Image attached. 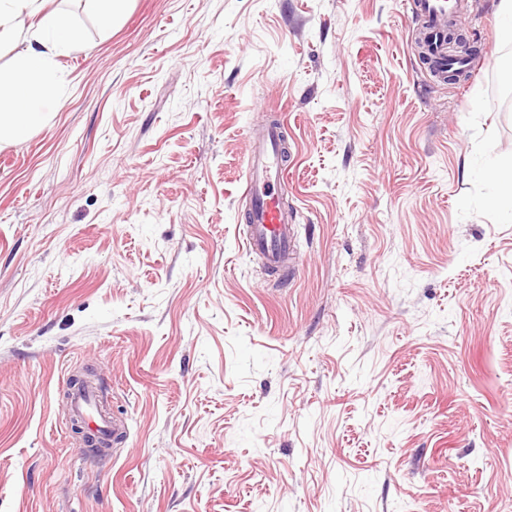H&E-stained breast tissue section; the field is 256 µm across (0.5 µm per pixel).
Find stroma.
<instances>
[{"label": "stroma", "mask_w": 512, "mask_h": 512, "mask_svg": "<svg viewBox=\"0 0 512 512\" xmlns=\"http://www.w3.org/2000/svg\"><path fill=\"white\" fill-rule=\"evenodd\" d=\"M0 143V512H507L512 41L458 18L434 79L408 0H128ZM287 125L297 259L241 246L249 136ZM112 384L116 453L62 382ZM490 182L497 187L491 196L493 204L498 208H512V172L502 169H491L488 173Z\"/></svg>", "instance_id": "obj_1"}]
</instances>
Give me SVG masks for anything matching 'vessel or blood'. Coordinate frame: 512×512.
<instances>
[{
  "label": "vessel or blood",
  "mask_w": 512,
  "mask_h": 512,
  "mask_svg": "<svg viewBox=\"0 0 512 512\" xmlns=\"http://www.w3.org/2000/svg\"><path fill=\"white\" fill-rule=\"evenodd\" d=\"M411 7L422 20V36L431 48L433 77L445 81L452 70L473 76L474 68L469 62L448 58L449 0H412ZM284 136V120L280 115H272L252 131L246 162L244 193L251 200V208L243 226V246L246 252L260 255L270 270L285 267L295 259V226L279 196L288 169L282 145ZM67 397L71 417L86 421L96 437L116 441L125 438V424L101 406L98 382L69 387Z\"/></svg>",
  "instance_id": "b4317fda"
}]
</instances>
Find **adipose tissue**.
I'll list each match as a JSON object with an SVG mask.
<instances>
[{"label": "adipose tissue", "instance_id": "1", "mask_svg": "<svg viewBox=\"0 0 512 512\" xmlns=\"http://www.w3.org/2000/svg\"><path fill=\"white\" fill-rule=\"evenodd\" d=\"M39 14L16 64L0 70V140L15 144L22 143L45 119L43 113L33 111V101L60 97L52 71L54 56L71 52L81 42L79 31L66 15L55 11Z\"/></svg>", "mask_w": 512, "mask_h": 512}]
</instances>
